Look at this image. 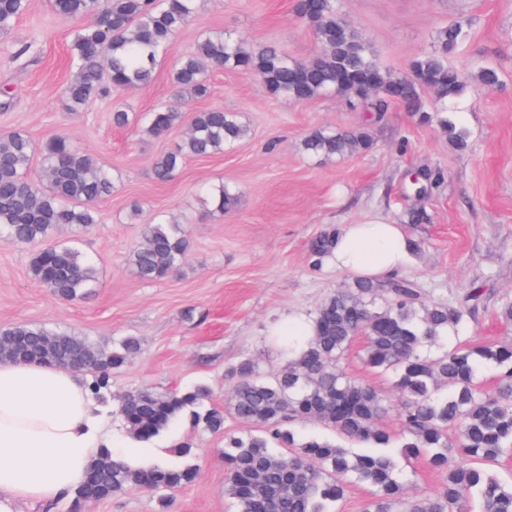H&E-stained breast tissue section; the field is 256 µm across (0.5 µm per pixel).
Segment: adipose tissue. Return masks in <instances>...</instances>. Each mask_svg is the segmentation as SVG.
I'll list each match as a JSON object with an SVG mask.
<instances>
[{"mask_svg": "<svg viewBox=\"0 0 512 512\" xmlns=\"http://www.w3.org/2000/svg\"><path fill=\"white\" fill-rule=\"evenodd\" d=\"M410 258L402 226L374 221L344 225L324 263L385 280ZM104 441L85 380L63 366L0 362V512L72 496Z\"/></svg>", "mask_w": 512, "mask_h": 512, "instance_id": "adipose-tissue-1", "label": "adipose tissue"}]
</instances>
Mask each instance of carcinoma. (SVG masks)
Returning <instances> with one entry per match:
<instances>
[{
    "mask_svg": "<svg viewBox=\"0 0 512 512\" xmlns=\"http://www.w3.org/2000/svg\"><path fill=\"white\" fill-rule=\"evenodd\" d=\"M53 11L84 21L70 45L72 76L64 87L68 109L81 112L112 92L146 86L173 37L195 16L197 0H51ZM30 8V0H0V44ZM298 14L312 29L319 52L300 60L277 45L251 46L222 33L203 36L173 69L169 103L150 112L111 113L117 127L136 126L163 138L187 125L184 135L152 163L156 180L177 176L189 157H206L243 140L247 126L239 114L221 108L202 110L185 119L184 97L209 94L210 68L237 70L259 81L277 98L308 101L331 93L350 102L370 101L384 113L408 101L422 120L436 122L458 150L468 147V133L448 118L447 101L467 88L462 68L449 62L468 36L466 23L441 27L432 49L411 60L403 72L387 69L362 34L338 14L337 0H300ZM498 70L478 67L473 85L481 92L499 85ZM373 146L364 128L317 129L302 144L312 156L330 159L362 153ZM40 151L45 181L30 178ZM112 173L98 158L55 137L36 147L21 132L0 136V242H44L68 226L85 230L99 220V205L114 192ZM239 192L219 184L208 189L204 204L221 212L234 210ZM338 231L316 235L309 246L312 268L322 267ZM189 238L182 224H148L144 240L128 253L129 264L146 281H161L182 269ZM31 277L60 299L73 300L99 281L97 266L77 242L39 250L30 263ZM484 296L473 288L459 306L421 300L415 283L401 277L384 282L356 278L329 295L314 310L312 335L286 338L288 361L271 377L255 358L230 368L229 399L233 414L257 433L224 438L225 492L238 512H338L349 485L365 483L371 497L365 512H512V481L505 483L485 469L512 455V342L461 343L434 356L425 347L446 331L459 333ZM365 338V366L394 378L399 405L392 408L367 382L350 377L344 361L355 339ZM139 342L125 338L104 350L93 343L44 327L19 325L0 330V360L13 359L77 366L91 374L88 389L96 404L112 395V370L125 366ZM498 370L496 390L479 381L482 369ZM210 390L196 385L156 392L139 389L118 400L117 413L131 437L148 444L176 419L189 415L193 426L211 433L224 430V412L206 407ZM395 411L400 429L388 431L380 421ZM315 421L335 434L380 448L356 454L325 438L298 441L287 423ZM399 444L405 462L428 457L443 477L435 495L412 491L398 477L397 458L385 449ZM195 470L152 465L134 467L103 448L92 460L74 496L98 504L128 487L157 493L176 491L195 479Z\"/></svg>",
    "mask_w": 512,
    "mask_h": 512,
    "instance_id": "carcinoma-1",
    "label": "carcinoma"
}]
</instances>
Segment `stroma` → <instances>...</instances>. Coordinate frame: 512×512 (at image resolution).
Here are the masks:
<instances>
[{"label": "stroma", "mask_w": 512, "mask_h": 512, "mask_svg": "<svg viewBox=\"0 0 512 512\" xmlns=\"http://www.w3.org/2000/svg\"><path fill=\"white\" fill-rule=\"evenodd\" d=\"M338 8L395 72L429 49L439 27L469 23L471 36L456 62L495 66L500 83L488 92L466 89L454 101L449 117L468 132L466 151H456L436 124L400 104L380 115L333 95L291 102L268 95L253 78L213 69L208 96L187 101V111L220 107L239 113L248 137L224 152L188 159L172 181L156 182L152 160L171 140L113 126L112 108L143 113L168 102L173 61L213 31L254 45L273 41L297 59L315 56L318 43L297 15L296 0H200L151 85L112 94L82 112L68 111L62 96L80 22L55 14L50 0H31L9 37L10 50L0 49V134L20 131L38 145L67 138L100 159L116 189L100 205L98 224L77 235L64 227L55 236L59 243L77 238L100 271L98 287L75 300H59L31 278L36 245L0 244V329L42 326L104 348L137 337L141 349L113 374V395L205 384L212 406L222 409L232 387L230 367L253 357L263 372H276L283 364L281 339L273 334L277 324L310 315L327 294L351 283L349 274L311 269L310 240L329 225L396 223L406 210L420 207L429 219L405 227L421 244L405 276L430 303L457 305L471 288H484V301L462 335L476 343L512 339V326L500 317L512 300V0H338ZM321 127L367 129L374 145L362 154L310 157L302 141ZM420 169L444 176L422 198L409 180ZM221 183L241 192L233 212L203 206L208 188ZM170 217L187 230V261L173 277L144 281L128 263V252L145 225ZM252 430L230 414L218 434L175 420L139 458L144 465L196 468L195 481L167 502L131 487L96 505L67 498L22 510L237 512L224 491V437ZM184 442L191 443L190 453H177Z\"/></svg>", "instance_id": "35a3bbf8"}]
</instances>
